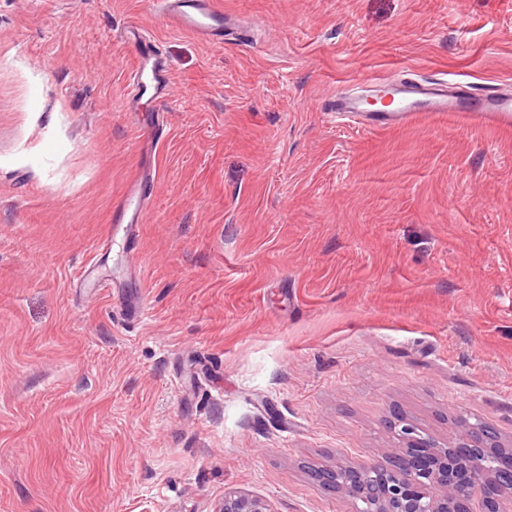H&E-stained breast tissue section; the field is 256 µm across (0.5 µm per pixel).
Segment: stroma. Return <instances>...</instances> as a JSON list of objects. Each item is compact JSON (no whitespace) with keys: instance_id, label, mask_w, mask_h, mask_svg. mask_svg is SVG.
I'll list each match as a JSON object with an SVG mask.
<instances>
[{"instance_id":"1","label":"stroma","mask_w":512,"mask_h":512,"mask_svg":"<svg viewBox=\"0 0 512 512\" xmlns=\"http://www.w3.org/2000/svg\"><path fill=\"white\" fill-rule=\"evenodd\" d=\"M220 2L219 45L152 0H0V512H355L313 471L394 460L402 424L512 445V126L329 109L512 93V0ZM132 21L160 127L125 108ZM147 159L148 220L112 235ZM124 42L135 49V65L129 73L126 90L132 112H136L144 97L155 101L157 120L159 113L167 112L171 95L169 65L154 39L146 36L136 22L128 23L123 30ZM219 512H272L269 502L261 497L227 493Z\"/></svg>"}]
</instances>
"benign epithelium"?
<instances>
[{"instance_id":"obj_1","label":"benign epithelium","mask_w":512,"mask_h":512,"mask_svg":"<svg viewBox=\"0 0 512 512\" xmlns=\"http://www.w3.org/2000/svg\"><path fill=\"white\" fill-rule=\"evenodd\" d=\"M401 436L407 441V448L397 465L361 467L365 478L381 487L377 500L367 498L363 485L336 483L361 503L357 512H453L449 504L455 500L467 510L472 484L493 486L498 484L497 474L512 475V452L499 456L495 472L472 461L476 449L495 448L497 444L489 435L474 433L466 423L455 445L448 448L417 435L409 425L401 428ZM219 512H272V509L264 498L227 493Z\"/></svg>"}]
</instances>
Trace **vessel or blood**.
<instances>
[{"mask_svg": "<svg viewBox=\"0 0 512 512\" xmlns=\"http://www.w3.org/2000/svg\"><path fill=\"white\" fill-rule=\"evenodd\" d=\"M166 22L176 30L205 40L223 38L226 16L217 0H157ZM123 39L135 49V65L129 73L126 90L130 109H137L143 98L155 101L156 112H166L171 95L169 65L155 40L146 36L138 23H128ZM392 121L410 123L427 113L456 112L468 120L493 125H512V97L488 90L472 95L459 82L448 81L433 87L416 82H398L388 88ZM154 168L144 167L130 182L113 210L112 221L123 234H130L143 223L148 211V189L155 183Z\"/></svg>", "mask_w": 512, "mask_h": 512, "instance_id": "vessel-or-blood-1", "label": "vessel or blood"}]
</instances>
